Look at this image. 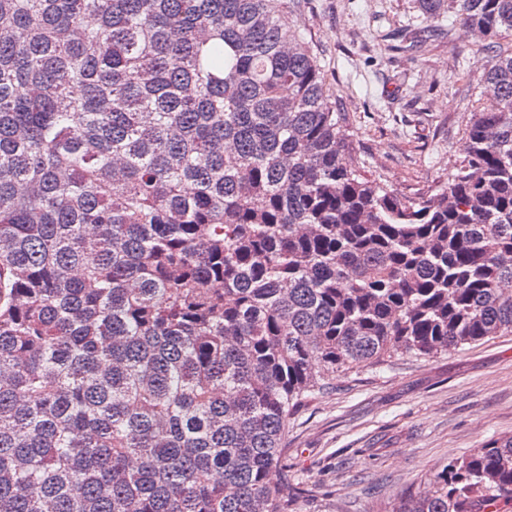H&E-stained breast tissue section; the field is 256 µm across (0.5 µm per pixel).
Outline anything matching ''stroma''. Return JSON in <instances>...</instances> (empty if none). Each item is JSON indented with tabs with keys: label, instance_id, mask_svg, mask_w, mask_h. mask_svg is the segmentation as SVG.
Here are the masks:
<instances>
[{
	"label": "stroma",
	"instance_id": "obj_1",
	"mask_svg": "<svg viewBox=\"0 0 512 512\" xmlns=\"http://www.w3.org/2000/svg\"><path fill=\"white\" fill-rule=\"evenodd\" d=\"M344 112L356 166L402 196L439 187L462 160L492 46L454 17L415 55L385 35L422 23L415 0H300L287 17ZM512 436V335L435 357L337 371L288 418L294 512H391L451 460Z\"/></svg>",
	"mask_w": 512,
	"mask_h": 512
}]
</instances>
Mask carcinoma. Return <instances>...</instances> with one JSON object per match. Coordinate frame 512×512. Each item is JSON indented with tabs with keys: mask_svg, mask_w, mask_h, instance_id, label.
I'll use <instances>...</instances> for the list:
<instances>
[{
	"mask_svg": "<svg viewBox=\"0 0 512 512\" xmlns=\"http://www.w3.org/2000/svg\"><path fill=\"white\" fill-rule=\"evenodd\" d=\"M484 41L512 0H417ZM283 0H0V512H291L288 415L338 369L512 335V53L464 158L349 160ZM512 512V436L392 512Z\"/></svg>",
	"mask_w": 512,
	"mask_h": 512,
	"instance_id": "obj_1",
	"label": "carcinoma"
}]
</instances>
